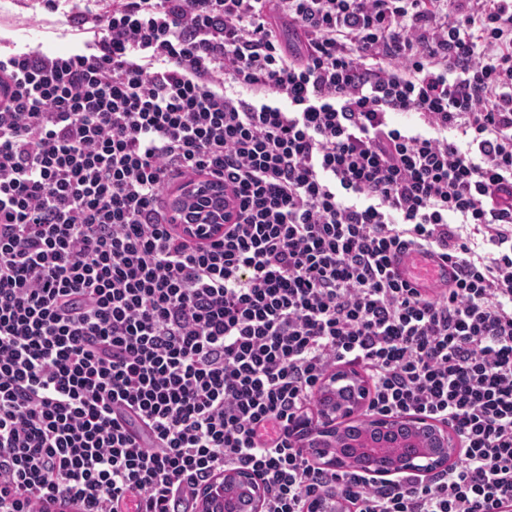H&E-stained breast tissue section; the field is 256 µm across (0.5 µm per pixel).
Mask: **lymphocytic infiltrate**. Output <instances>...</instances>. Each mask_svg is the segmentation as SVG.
<instances>
[{
  "instance_id": "1",
  "label": "lymphocytic infiltrate",
  "mask_w": 512,
  "mask_h": 512,
  "mask_svg": "<svg viewBox=\"0 0 512 512\" xmlns=\"http://www.w3.org/2000/svg\"><path fill=\"white\" fill-rule=\"evenodd\" d=\"M69 16L83 49L0 57V512H194L230 466L263 512H512V0ZM191 174L239 200L202 246ZM428 251L425 294L391 258ZM342 367L457 459L319 466L290 430Z\"/></svg>"
}]
</instances>
